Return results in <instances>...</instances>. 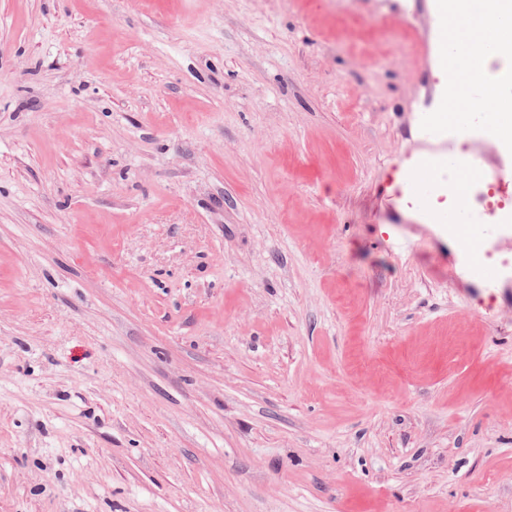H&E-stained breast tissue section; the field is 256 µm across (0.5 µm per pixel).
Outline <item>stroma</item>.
<instances>
[{
    "instance_id": "35a3bbf8",
    "label": "stroma",
    "mask_w": 512,
    "mask_h": 512,
    "mask_svg": "<svg viewBox=\"0 0 512 512\" xmlns=\"http://www.w3.org/2000/svg\"><path fill=\"white\" fill-rule=\"evenodd\" d=\"M435 0H0V512H512V244L400 202Z\"/></svg>"
}]
</instances>
